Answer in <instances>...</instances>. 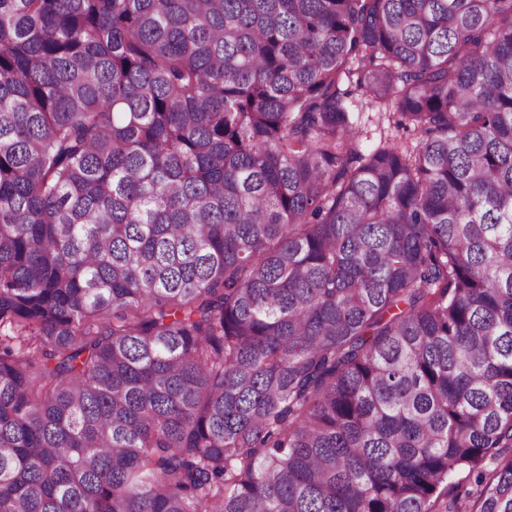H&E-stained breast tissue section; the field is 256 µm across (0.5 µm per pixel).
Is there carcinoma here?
Returning a JSON list of instances; mask_svg holds the SVG:
<instances>
[{
    "mask_svg": "<svg viewBox=\"0 0 512 512\" xmlns=\"http://www.w3.org/2000/svg\"><path fill=\"white\" fill-rule=\"evenodd\" d=\"M472 498L512 512V0H0V512ZM358 116V124L363 130L361 145L365 148H371L377 145L381 140L387 138H404L406 134L400 130H396L393 125H389L387 121H383L374 107L364 108L360 106Z\"/></svg>",
    "mask_w": 512,
    "mask_h": 512,
    "instance_id": "carcinoma-1",
    "label": "carcinoma"
}]
</instances>
